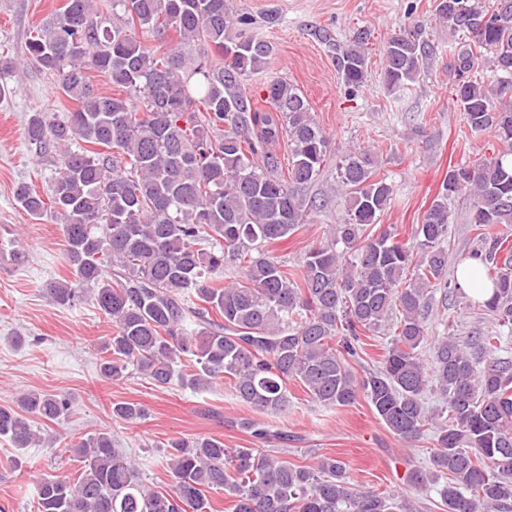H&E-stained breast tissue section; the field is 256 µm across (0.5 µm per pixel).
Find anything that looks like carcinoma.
I'll return each mask as SVG.
<instances>
[{
	"label": "carcinoma",
	"mask_w": 512,
	"mask_h": 512,
	"mask_svg": "<svg viewBox=\"0 0 512 512\" xmlns=\"http://www.w3.org/2000/svg\"><path fill=\"white\" fill-rule=\"evenodd\" d=\"M504 0H437L440 19L468 34L455 51V102L471 132H491L497 156L450 168L415 225L413 243L373 231L391 203L392 183L376 173L369 150L346 155L336 179L346 191L345 216L305 251L300 274L270 254L294 234L316 201L306 189L327 161L329 138L296 85H263L265 109L244 81L265 69L273 47L251 35L253 18L230 0H64L32 32L25 64L57 74L76 108L51 117L34 112L25 127L39 151L59 153L50 195L28 185L14 198L29 216L55 213L74 280L46 289L66 306L89 293L112 322L102 350L103 378L137 372L159 388L172 380L190 391L229 381L236 398L268 415L288 406V384L300 382L323 407L361 396L389 431L411 445L431 434L430 466L412 469L408 486L433 488L446 512H512V357L502 336L472 332L429 342L436 292L459 293L448 279V199L467 190L479 245L478 282L492 293L482 307L512 328V241L492 232L512 224V7ZM163 51L140 38L148 33ZM328 46L346 93L368 81L359 30ZM433 46L413 26L384 49L383 83L405 94L419 81ZM491 66L494 79H477ZM108 75L114 94L96 92L87 71ZM287 136L288 174L272 146ZM234 265L239 276L224 280ZM391 333L378 369L356 375L363 338ZM433 345L427 367L423 349ZM441 405L430 409L431 388ZM72 407L67 393L29 391L0 406V438L19 452L44 441L34 419L57 423ZM138 403L112 404V417L134 424ZM81 463L74 479L45 475L37 512H212L221 491L229 512H413L403 497L355 489L347 465L319 455L294 465L256 448H226L211 436L174 439L166 464L173 481L150 488L131 458L99 433L66 443Z\"/></svg>",
	"instance_id": "carcinoma-1"
}]
</instances>
